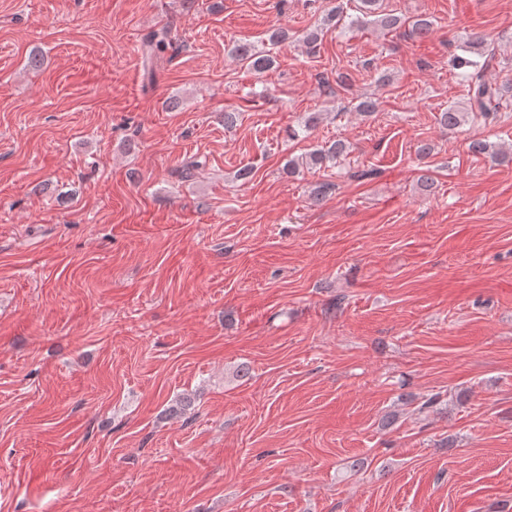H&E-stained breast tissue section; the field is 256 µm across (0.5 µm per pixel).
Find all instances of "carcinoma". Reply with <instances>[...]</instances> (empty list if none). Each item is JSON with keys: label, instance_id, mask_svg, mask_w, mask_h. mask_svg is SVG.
<instances>
[{"label": "carcinoma", "instance_id": "cac0c4a2", "mask_svg": "<svg viewBox=\"0 0 512 512\" xmlns=\"http://www.w3.org/2000/svg\"><path fill=\"white\" fill-rule=\"evenodd\" d=\"M377 2L379 0H359V5L356 7L358 15L350 20V25L358 28L372 26L392 31L407 24L411 27V34L420 38L427 36L432 31L433 23L430 19L417 15L408 21L399 15L381 10ZM342 13L343 7L339 5L332 7L320 25L304 33L302 43L309 55L314 56L320 52L324 27L340 20ZM285 39V32L275 30L269 35L266 46L261 48L250 42H239L233 45L232 52L248 70L255 74H262L276 64L274 50ZM168 47L169 33L165 29L156 30L146 37V78L148 81H153L154 65L164 59ZM454 66L460 70H467V73L463 74L466 107L462 109L455 106L448 107V110L440 113V125L448 130H456L469 120H481L488 125L497 122L501 118V112L512 105L509 100L504 98L503 90L486 82L479 73L475 72L479 66V62L475 60L458 56L454 60ZM469 149L473 154L488 155L493 159L500 155L496 144L486 139L471 141ZM347 150L348 146L340 139L322 145L307 155L309 165L320 169L333 168L340 163V159L347 154Z\"/></svg>", "mask_w": 512, "mask_h": 512}]
</instances>
